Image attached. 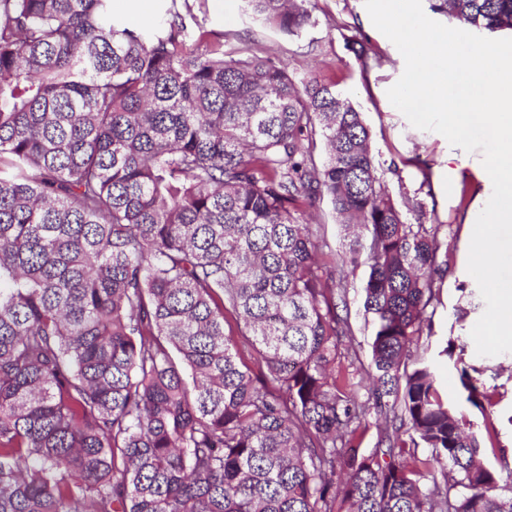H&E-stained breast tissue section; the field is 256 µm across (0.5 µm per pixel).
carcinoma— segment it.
Returning a JSON list of instances; mask_svg holds the SVG:
<instances>
[{"instance_id": "obj_1", "label": "carcinoma", "mask_w": 512, "mask_h": 512, "mask_svg": "<svg viewBox=\"0 0 512 512\" xmlns=\"http://www.w3.org/2000/svg\"><path fill=\"white\" fill-rule=\"evenodd\" d=\"M111 2L0 0V512H512V449L419 350L439 225L406 221L361 112ZM243 2L286 36L311 23V0ZM429 2L512 30V0ZM324 198L359 229L336 278ZM361 265L366 365L342 288ZM310 224H313V229L318 231V236L326 243L327 247H324L325 264L327 270L333 265L334 257L336 258L342 252L343 243V228L339 221V218L333 213L331 206L327 202L326 198L319 204L318 209L314 213V217L310 220Z\"/></svg>"}]
</instances>
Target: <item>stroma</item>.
Returning a JSON list of instances; mask_svg holds the SVG:
<instances>
[{"label": "stroma", "instance_id": "1", "mask_svg": "<svg viewBox=\"0 0 512 512\" xmlns=\"http://www.w3.org/2000/svg\"><path fill=\"white\" fill-rule=\"evenodd\" d=\"M189 4L181 13L186 34L205 28L223 33L231 45L258 44L287 64L296 81L313 77L333 80L361 110L370 129L378 176L394 199H409L423 207L419 213L407 212L408 222L424 219L440 225L447 236L448 271L436 284L433 335L428 344L448 405L469 420L475 434L484 435L485 422L467 403L453 361L438 352L439 340L446 337L464 347L466 361L478 369L487 389L494 391L493 422L498 440L512 448V353L478 355L470 335L485 310L477 283L467 271L472 235L467 217L478 201L490 194L477 176L481 152H465L439 133L414 128L390 103L387 90L402 75L404 59L374 27L364 0H315L312 23L290 37L245 15L240 0H189ZM353 34L374 49L376 56L369 65H362L347 47L346 38ZM416 157L428 163V172L413 165ZM365 276V267H358L345 284L355 345L363 357L368 354L372 334L362 308Z\"/></svg>", "mask_w": 512, "mask_h": 512}]
</instances>
